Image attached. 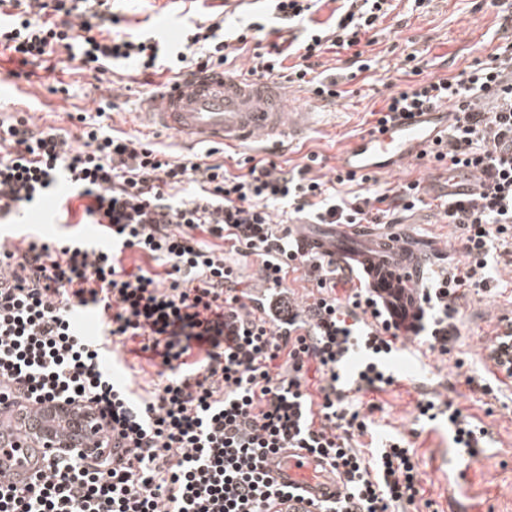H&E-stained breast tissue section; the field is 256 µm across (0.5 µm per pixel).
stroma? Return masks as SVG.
<instances>
[{"mask_svg":"<svg viewBox=\"0 0 512 512\" xmlns=\"http://www.w3.org/2000/svg\"><path fill=\"white\" fill-rule=\"evenodd\" d=\"M112 11L121 19V30L134 37L144 33L160 37L173 28L182 31L207 13L201 0H112ZM511 12L512 0H424L419 7L413 0H398L396 9L377 26L375 44L366 49L372 70L343 82L345 96L331 103L289 84L287 73H280L276 80L284 86L289 111L314 115L304 138L285 142L283 160L294 166L305 155L317 153L323 164L316 167V175L333 177L340 153L371 129L372 113L383 106L388 94L406 84L401 66L407 54L416 55L424 77L455 76L475 61H488L497 47L512 43V25L506 20ZM13 69L7 57H0L2 120L25 112L38 125L76 137L80 125L70 122L68 113L94 112L96 97L111 94L115 97L112 129L141 136L178 157L190 158L208 149L204 143L187 145L164 130L145 129L138 114L155 99L164 78L137 72L134 63L98 79L75 71L73 64L60 63L55 55L30 78L13 77ZM60 80L70 83L69 95L51 93V86ZM70 192L68 183L59 182L15 222L0 223V237L61 235L64 228L57 222L58 210ZM401 229L407 236L433 242L429 273L461 261L458 231L440 217L436 201L403 217ZM456 309L454 322L460 335L450 353L428 350L424 356L440 375V397L452 402L464 418L480 421L488 432L490 449L472 464L467 480L455 485L445 480L452 436L444 421L420 417L418 404L429 394L414 381L354 397V406L367 412L370 429L354 437L353 443L371 459L383 436L406 437L419 478V493L407 512H512V378L486 361L484 351L500 318H512V246L494 252L488 290L459 300ZM135 347V341L113 338L112 376L122 384L150 386L157 379L156 370L135 354Z\"/></svg>","mask_w":512,"mask_h":512,"instance_id":"1","label":"stroma"}]
</instances>
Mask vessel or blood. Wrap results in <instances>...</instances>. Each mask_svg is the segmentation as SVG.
I'll use <instances>...</instances> for the list:
<instances>
[{
  "label": "vessel or blood",
  "instance_id": "vessel-or-blood-1",
  "mask_svg": "<svg viewBox=\"0 0 512 512\" xmlns=\"http://www.w3.org/2000/svg\"><path fill=\"white\" fill-rule=\"evenodd\" d=\"M144 121L149 127L196 142L239 146L259 140L277 144L290 136H303L312 118L307 112L288 113L285 96L273 81L217 71L170 82L149 106ZM448 121V112L436 109L368 131L340 154L339 166L359 175L385 173L395 163L411 161L436 141L447 140ZM299 241L301 253L322 255L353 269L368 291L382 301L390 322L397 327V339L381 350L372 342L381 328L370 318L365 321L370 341L341 344L336 356L339 392L354 395L367 367L387 378H402L393 355L404 352L418 332L426 247L408 241L389 225L378 230L358 224L331 225L316 235H300ZM26 419L43 433L67 437L79 450L96 442L95 436L85 431L82 417L72 412L53 417L39 405L28 409ZM485 438V431L479 429L469 436L453 466L456 477H463L473 460L484 453ZM44 455L41 448H0V484L31 481L40 471ZM266 469L278 485L298 489L308 501H331L342 493L326 462L300 448L270 455Z\"/></svg>",
  "mask_w": 512,
  "mask_h": 512
}]
</instances>
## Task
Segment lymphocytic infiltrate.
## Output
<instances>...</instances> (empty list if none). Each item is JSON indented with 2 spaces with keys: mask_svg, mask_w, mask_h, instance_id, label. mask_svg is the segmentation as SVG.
<instances>
[{
  "mask_svg": "<svg viewBox=\"0 0 512 512\" xmlns=\"http://www.w3.org/2000/svg\"><path fill=\"white\" fill-rule=\"evenodd\" d=\"M327 0H271L290 37L254 52L248 72L288 80L333 102L336 78L316 73L315 58L345 50L357 72L371 61L359 45L394 9L392 0H340L329 23L313 16ZM0 50L20 66L53 54L79 70L114 63L142 70L176 63L177 73L221 69L264 25L254 20L228 33L222 22L188 28L182 51L150 36L126 37L109 0H0ZM375 111L384 125L450 104L451 134L433 150L453 172H478L467 196H451L441 216L459 227L464 261L423 289L431 313L430 350L447 352L455 304L486 289L495 245L512 240V44L450 78L418 79ZM73 113L81 146L65 134L18 117L0 121V219L20 213L58 180L75 189L80 208L64 214L100 229L97 240L21 236L0 245V410L19 401L85 411L113 441L95 461L55 452L30 483L0 487V512H289L291 491L267 475L265 458L304 448L326 459L340 480L337 501L318 512H403L418 489L405 437L380 448L374 463L352 447L368 423L336 389V339L349 320L379 316V303L355 290L348 303L338 283L352 277L334 261L298 253L291 229L273 211L285 202L314 224H370L422 204L419 181L379 190L375 175L320 165L284 169L246 157L242 172L200 157L172 156L141 138ZM152 265L126 269V251ZM259 260V294L238 289L225 252ZM305 271L317 294L299 304L286 285ZM91 308L103 335L141 338L157 359L159 381L146 393L114 383L100 343L84 337L77 310Z\"/></svg>",
  "mask_w": 512,
  "mask_h": 512,
  "instance_id": "lymphocytic-infiltrate-1",
  "label": "lymphocytic infiltrate"
}]
</instances>
